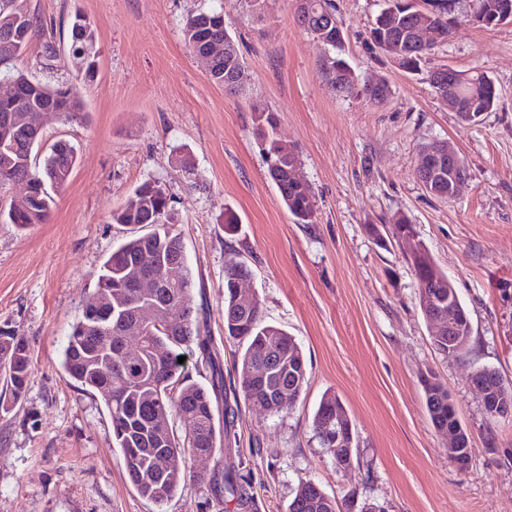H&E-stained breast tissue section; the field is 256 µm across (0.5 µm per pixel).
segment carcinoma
<instances>
[{
	"mask_svg": "<svg viewBox=\"0 0 512 512\" xmlns=\"http://www.w3.org/2000/svg\"><path fill=\"white\" fill-rule=\"evenodd\" d=\"M310 27L336 16L332 0H305ZM459 22H471V15L490 16L499 11L503 0H475L473 8L464 10L463 0H454ZM397 8V0H386V7L370 28L369 48L385 54L384 44L398 43L403 54L394 66L412 73L426 62L433 47L416 45L414 22ZM39 28L38 17L25 9L19 0H0V76L17 87L16 96L0 100V190L16 178H27L32 193L26 206L9 205L0 210V220L23 231L34 224L47 222L56 194L70 180L77 163L78 151L71 141L59 138L45 152L43 128L34 122L5 128V117L32 107H50L60 113L65 123L83 118V102L76 88L66 82L49 84L29 76L22 67L32 38ZM69 55L79 71L91 77L96 63V34L90 21L76 12L69 22ZM187 47L203 54L211 41L222 39L236 44L224 27V10H203L188 17L182 28ZM345 40L325 46L329 56L322 74L331 86L342 93H356L371 102H379L386 92L360 82L354 70L340 57ZM242 64L240 54H227L214 60L209 68L211 80L224 86V75ZM472 81L461 87L459 96L477 103L475 112H488L498 100L496 86L479 68H471ZM260 134L265 141L266 157L280 161L283 168L267 171L283 204L299 224H311L314 202L309 185L291 178L287 168L298 161L295 152L281 140L266 133L274 128L273 117L260 113ZM427 193L447 200L448 168H443L426 188ZM138 204L112 213V223L136 227L150 225L124 240L101 266L96 286L86 297L80 318L71 326L63 352L64 374L100 399L112 425V441L119 448L129 480L143 498L157 504L171 499L191 478L188 460L197 455H212L217 450L221 431L216 428L215 404L223 389V373L212 355L210 340L201 334V312L191 305L193 273L183 242L171 225L176 223L171 196L155 181H145L134 191ZM387 238L406 245L418 284L445 301L444 318L449 330L431 328L434 347L448 358H458L472 336L469 315L448 275L435 265L415 230L401 215L387 225ZM142 274L156 277L159 288L151 298L133 288ZM241 262L231 260L224 278V328L226 336L246 344L241 357L240 380L245 400L265 405L272 414L291 410L300 397L308 378L307 362L300 345L283 328L264 321L259 312L260 300L244 298L232 288L231 278L249 275ZM156 304L168 318L160 326L141 329L140 310ZM137 339L136 347L127 340ZM196 346L209 363L215 381L208 389L189 379L184 364L178 362L183 349ZM261 365L267 376L252 383L251 371ZM476 374L491 386L503 384L497 394L512 399V383L493 369L482 368ZM31 356L26 341L7 331H0V408L18 404L29 389ZM426 408L434 428H454L459 441L454 454L463 457L472 452L471 437L462 427L457 412L448 411V392L439 393L424 386ZM342 403L334 394L320 401L313 426L320 445L336 431L332 422ZM196 480L210 485L215 497L243 501L241 475L234 470L219 471ZM288 512H338L336 499L328 496L312 480L298 489Z\"/></svg>",
	"mask_w": 512,
	"mask_h": 512,
	"instance_id": "1",
	"label": "carcinoma"
}]
</instances>
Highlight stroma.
I'll return each instance as SVG.
<instances>
[{"instance_id": "obj_1", "label": "stroma", "mask_w": 512, "mask_h": 512, "mask_svg": "<svg viewBox=\"0 0 512 512\" xmlns=\"http://www.w3.org/2000/svg\"><path fill=\"white\" fill-rule=\"evenodd\" d=\"M38 16L25 64L49 83H74L83 123L49 120L45 144L75 143L80 162L47 223L20 232L0 223V330L23 337L32 356L29 390L0 411V512H288L311 480L341 512L364 502L385 512H512V421L485 413L472 368L512 379V22L456 26L424 69L407 74L371 53L368 31L385 0H334L346 33L344 57L360 79L384 77L374 103L340 93L320 73L324 49L297 22L296 0H20ZM223 6L246 80L215 85L183 41L192 13ZM81 12L96 34L97 73L74 63L47 70L41 45L69 52V20ZM478 67L499 98L478 121L462 122L436 97L430 68ZM294 148L312 191L313 223H296L267 177L259 111ZM445 141L466 159L469 178L452 200L435 198L415 169L426 144ZM190 164H183L182 156ZM171 195L193 272L191 304L202 309L235 413L223 422L221 453L193 471L232 467L247 478L245 503L219 502L187 482L168 502L142 498L114 448L103 403L65 377L71 325L104 260L130 231L113 223L144 181ZM240 218L235 236L223 214ZM413 225L453 282L473 328L459 359L430 342L420 290L404 249L377 237L394 215ZM244 262L248 289L266 322L292 335L308 363L295 407L271 415L244 400L242 344L224 334L228 260ZM449 391L472 438L460 470L431 424L423 381ZM341 400L357 438L353 465L337 468L312 426L323 395Z\"/></svg>"}]
</instances>
